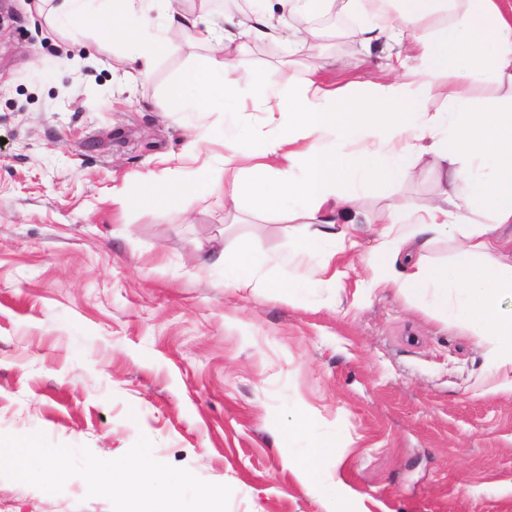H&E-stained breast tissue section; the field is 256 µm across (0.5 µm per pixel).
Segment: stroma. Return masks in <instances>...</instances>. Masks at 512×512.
Returning a JSON list of instances; mask_svg holds the SVG:
<instances>
[{
	"label": "stroma",
	"instance_id": "obj_1",
	"mask_svg": "<svg viewBox=\"0 0 512 512\" xmlns=\"http://www.w3.org/2000/svg\"><path fill=\"white\" fill-rule=\"evenodd\" d=\"M334 4L311 13L308 46L247 42L235 99L171 111L170 87L208 56L172 35L143 77L119 42L51 29L38 0H0V434L43 433L109 460L146 436L154 457L231 487L228 512H512V369L498 342L392 288H369L375 219L438 192L426 164L382 189L353 182L360 246L347 275L288 298L313 268L278 266L295 227L220 193L141 210L114 195L147 174L224 166L225 141L287 123L253 82L297 88L323 64L352 96L393 74L383 44L351 42ZM206 137L203 152L186 142ZM271 263L255 290L224 282L212 253L240 242ZM307 412L302 438L288 424ZM324 445L316 485L293 464ZM0 512H112L70 478L56 494L0 476Z\"/></svg>",
	"mask_w": 512,
	"mask_h": 512
}]
</instances>
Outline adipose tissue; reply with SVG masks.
<instances>
[{
    "label": "adipose tissue",
    "mask_w": 512,
    "mask_h": 512,
    "mask_svg": "<svg viewBox=\"0 0 512 512\" xmlns=\"http://www.w3.org/2000/svg\"><path fill=\"white\" fill-rule=\"evenodd\" d=\"M153 2L167 25L193 30L213 45L202 66L170 89L178 112H207L235 97L230 74L246 40L294 38L263 13L248 20L228 16L219 27L208 12H183L181 0ZM382 2L390 13L362 24L355 35L366 45L381 40L390 46L401 44L404 30H416L413 45L395 56L393 80L353 97L328 87L314 71L284 96L275 71H257L258 87L287 113V123L269 135L233 140L223 178L211 169L191 179L177 172L143 176L133 193L120 198L121 211L130 220L145 205L165 207L219 186L234 208L253 204L284 224L309 219L314 228L299 232L292 253L317 256L318 263L289 283L293 296L315 278L333 283L343 275L340 260L355 248L360 222L348 184L360 179L385 188L427 162L441 176L438 196L383 217L367 260V285L396 289L480 335L497 337L498 362L512 365V311L498 302L512 292V265L500 260L512 252V239L498 233L512 224V0ZM56 16L77 33L100 27L119 36L132 49L131 64L145 75L167 46L164 32H149L138 0H62ZM477 74L489 76L497 96L473 102L459 80ZM444 75L448 107L434 111L429 100ZM463 178L471 185L466 198L457 188ZM442 238L460 239L454 261L429 264L425 254ZM267 263L248 245H238L234 260L224 265V279L239 291L254 288Z\"/></svg>",
    "instance_id": "1"
}]
</instances>
